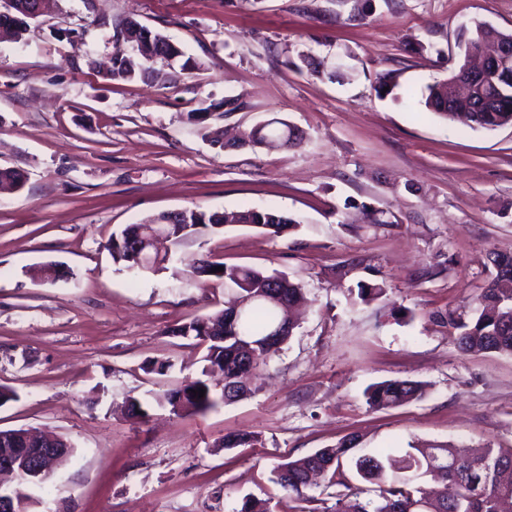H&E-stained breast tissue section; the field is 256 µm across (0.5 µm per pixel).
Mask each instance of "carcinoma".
Masks as SVG:
<instances>
[{
    "label": "carcinoma",
    "mask_w": 512,
    "mask_h": 512,
    "mask_svg": "<svg viewBox=\"0 0 512 512\" xmlns=\"http://www.w3.org/2000/svg\"><path fill=\"white\" fill-rule=\"evenodd\" d=\"M502 36L512 32L479 31V24L461 32V38L475 49V58L485 56ZM149 73V61L125 57L116 59L107 80L131 81ZM437 81L421 91V104L429 112L453 121L462 118L473 128L496 129L512 125V67L503 71L499 106L492 112H478L472 98L452 96L451 80ZM242 136L251 145L269 150L300 144V133L280 119H272L255 136L254 129ZM21 177L11 168H0V194L16 191ZM164 215L145 224H128L112 237L108 250L116 263L128 268L160 270L169 262L168 251L174 252L201 231L218 232L233 224H254L269 235L279 236L295 224V220L275 211L252 209L236 212L207 211L189 208L170 221L168 246L163 256L145 258L137 249L142 237L140 230L159 224ZM201 259L192 268L198 277L224 279L236 286L235 294L225 301L224 310L194 318L171 330L174 336L192 338L196 345L206 347L204 361L224 372V385L218 389L207 379V369L195 379L186 380L155 399L175 415L197 414L231 402L248 391L255 373L267 365L292 335L294 324L287 316L290 306L302 299L301 288L285 276L273 271L247 266L226 267ZM276 301H267L264 296ZM475 317L461 325L463 332L456 338L464 352H484L512 355V275L496 276L475 300ZM282 327L283 335L272 332ZM204 390V396L195 394ZM421 383L396 379L373 384L365 391L370 408L380 410L422 398ZM258 442L251 433L224 436V447H252ZM356 439L351 437L315 453L278 465L273 481L290 495L304 502L315 498L305 495L310 475L323 473L329 484L341 487L335 502L323 507L325 512H512V448H467L442 445L437 448L412 446L400 456L390 453L373 455L356 453ZM60 448L62 455L74 451L71 442L63 438L39 436L16 443L18 447ZM374 486L376 498L363 499V485ZM238 512H273L270 502L246 496Z\"/></svg>",
    "instance_id": "1"
}]
</instances>
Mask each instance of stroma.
<instances>
[{"label":"stroma","instance_id":"35a3bbf8","mask_svg":"<svg viewBox=\"0 0 512 512\" xmlns=\"http://www.w3.org/2000/svg\"><path fill=\"white\" fill-rule=\"evenodd\" d=\"M127 17L202 69L103 79L107 22ZM477 21L512 31V0H58L24 40L0 41V167L27 176L0 199V385L18 395L0 430L76 447L36 490L37 512H234L247 495L300 512L273 467L348 435L362 452L512 448V355L453 343L493 255H512V126L451 123L418 99ZM229 99L244 108L225 113L228 135L279 118L301 145H211L188 116ZM195 206L297 225L206 231L159 271L113 261L125 225ZM208 256L278 272L307 304L248 396L178 417L152 399L203 363L171 330L233 292L192 275ZM394 379L422 382L423 397L369 408L366 388ZM131 396L151 400L145 419L127 416ZM238 432L258 444L224 448Z\"/></svg>","mask_w":512,"mask_h":512}]
</instances>
